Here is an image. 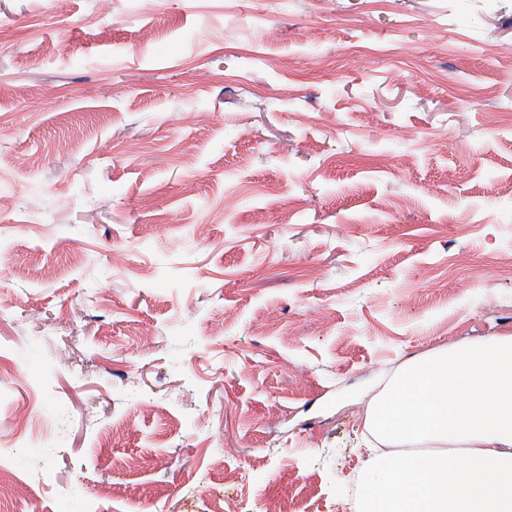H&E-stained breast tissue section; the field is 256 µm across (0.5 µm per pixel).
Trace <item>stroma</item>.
I'll return each instance as SVG.
<instances>
[{
	"label": "stroma",
	"instance_id": "35a3bbf8",
	"mask_svg": "<svg viewBox=\"0 0 512 512\" xmlns=\"http://www.w3.org/2000/svg\"><path fill=\"white\" fill-rule=\"evenodd\" d=\"M509 182L512 0H0V512H347L404 362L512 332ZM11 408L15 422L13 434L15 445L9 448L24 447L26 445V447H37L38 435L35 430L29 426L27 410L14 407L13 403H11Z\"/></svg>",
	"mask_w": 512,
	"mask_h": 512
}]
</instances>
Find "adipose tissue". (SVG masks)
Wrapping results in <instances>:
<instances>
[{
    "label": "adipose tissue",
    "mask_w": 512,
    "mask_h": 512,
    "mask_svg": "<svg viewBox=\"0 0 512 512\" xmlns=\"http://www.w3.org/2000/svg\"><path fill=\"white\" fill-rule=\"evenodd\" d=\"M364 427L356 512H512V332L406 362Z\"/></svg>",
    "instance_id": "1"
}]
</instances>
